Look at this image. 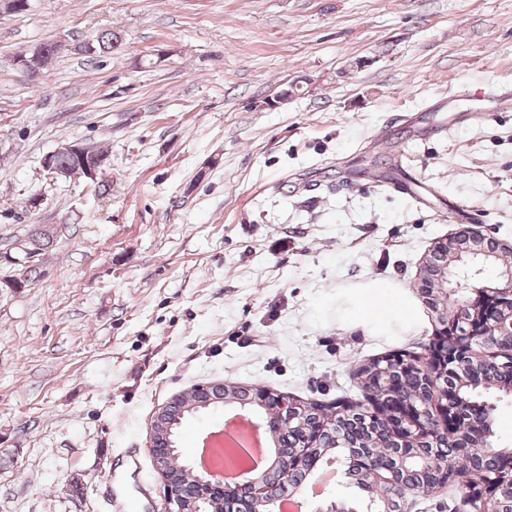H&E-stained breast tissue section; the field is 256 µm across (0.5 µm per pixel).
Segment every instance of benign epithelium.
Here are the masks:
<instances>
[{
	"label": "benign epithelium",
	"instance_id": "1",
	"mask_svg": "<svg viewBox=\"0 0 512 512\" xmlns=\"http://www.w3.org/2000/svg\"><path fill=\"white\" fill-rule=\"evenodd\" d=\"M20 53L15 64L35 78L63 52L78 53L85 44L50 41ZM83 165L85 177L97 181L109 167L100 158L86 162L88 146L74 141L61 146ZM498 270L500 284L487 285L486 266ZM420 295L436 314L437 328L423 354L395 356V372L409 365L420 368L422 394L399 398L388 414L373 404L369 408L342 402L321 418L309 405L282 393L264 390L255 397L243 387L224 384V407L251 417L267 439V460L259 471L246 470L234 482H218L189 464L200 488V500L218 496L223 512H278L284 500L298 493L317 469L327 449L319 438L327 432L335 441L336 470L363 488L366 512H388L389 501L412 488L403 481L391 490L364 485V473L383 456L389 472L411 474L435 461L448 471L454 459L466 455L475 443L490 446L498 394H512V246L489 241L466 225L448 242L436 246L420 271ZM391 418L389 444H378L371 426ZM296 436L291 448L277 440L283 431ZM487 512H512V449L493 448ZM300 472L303 479L290 482ZM167 512H184V498L175 484L166 483Z\"/></svg>",
	"mask_w": 512,
	"mask_h": 512
}]
</instances>
